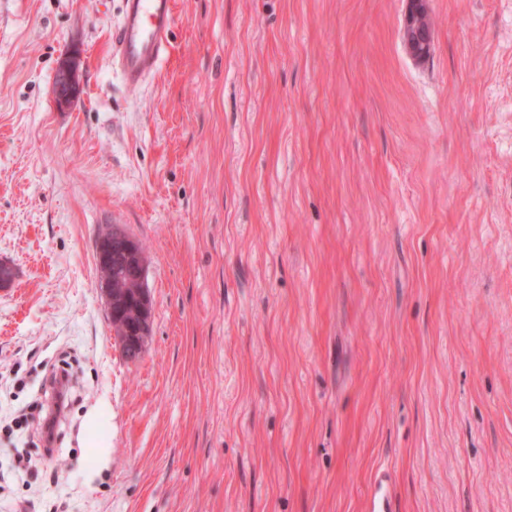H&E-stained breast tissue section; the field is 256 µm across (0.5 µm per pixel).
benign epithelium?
<instances>
[{"label":"benign epithelium","mask_w":512,"mask_h":512,"mask_svg":"<svg viewBox=\"0 0 512 512\" xmlns=\"http://www.w3.org/2000/svg\"><path fill=\"white\" fill-rule=\"evenodd\" d=\"M431 23L426 0H410L403 28L409 54L421 59L431 44ZM81 93L76 56H65L54 85L59 108L70 106ZM97 288L104 297L109 316H117L121 346L133 359L144 349L151 317L150 297L145 287L146 262L139 244L112 227L100 235L97 244Z\"/></svg>","instance_id":"1"}]
</instances>
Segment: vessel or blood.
<instances>
[{
	"instance_id": "b4317fda",
	"label": "vessel or blood",
	"mask_w": 512,
	"mask_h": 512,
	"mask_svg": "<svg viewBox=\"0 0 512 512\" xmlns=\"http://www.w3.org/2000/svg\"><path fill=\"white\" fill-rule=\"evenodd\" d=\"M174 5V0H123L110 61L128 94H139L167 55Z\"/></svg>"
}]
</instances>
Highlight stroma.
Listing matches in <instances>:
<instances>
[{"label":"stroma","mask_w":512,"mask_h":512,"mask_svg":"<svg viewBox=\"0 0 512 512\" xmlns=\"http://www.w3.org/2000/svg\"><path fill=\"white\" fill-rule=\"evenodd\" d=\"M121 7L0 0V512H369L381 470L396 512H512V0H429L421 61L407 0H175L134 98ZM431 31L426 1L410 0V9L403 28V41L412 57H425L431 44ZM81 93L76 56L69 53L60 64L54 85L56 105L62 109L69 107ZM124 255L121 265L112 268V251ZM97 288L112 316L121 319L118 340L130 358L139 357L144 349L151 317L150 297L145 287L146 262L139 244L116 227L100 235L97 244ZM127 280L135 288H116L115 282ZM52 385L55 394V402H54V413L46 420L45 429L47 432V442L51 443L54 439V427L57 421L58 416L69 406L68 398H67V382H68V372L66 368L63 366L57 369L52 375Z\"/></svg>","instance_id":"stroma-1"}]
</instances>
